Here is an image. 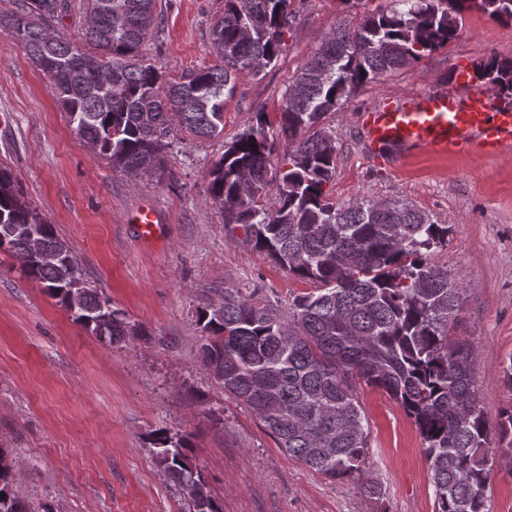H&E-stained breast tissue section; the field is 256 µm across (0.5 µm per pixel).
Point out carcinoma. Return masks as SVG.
<instances>
[{"label":"carcinoma","instance_id":"carcinoma-1","mask_svg":"<svg viewBox=\"0 0 512 512\" xmlns=\"http://www.w3.org/2000/svg\"><path fill=\"white\" fill-rule=\"evenodd\" d=\"M350 28L340 24L309 55L284 94L276 130L264 112L208 170V190L224 223L243 242L313 289L292 298L289 317L253 294L224 288L205 297L198 325L203 366L224 394L248 408L278 448L333 481L359 472L369 427L356 383L385 391L413 420L434 489L435 512H489L493 470L489 418L472 387L470 347L451 342L465 288L432 254L448 238L413 206L361 199L346 207L324 192L336 169V145L322 126L351 92L406 68L455 41L463 13L477 10L512 23V0H395ZM291 0H225L212 28L219 62L163 80L142 49L161 25L158 0H86L87 53L48 31L69 0H23L8 19L29 59L51 82L73 132L113 167L136 177L160 173L172 122L195 136L224 130V89L236 76L275 64L292 24ZM479 79L512 94V59L491 53ZM288 139V163L269 178L276 137ZM0 251L59 298L101 341L129 335L124 314L84 278L69 246L0 166ZM512 447V410L498 422ZM155 465L192 512H220L190 456L189 440L161 431ZM17 464L0 451V512L36 509L14 492Z\"/></svg>","mask_w":512,"mask_h":512}]
</instances>
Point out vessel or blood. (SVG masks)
Segmentation results:
<instances>
[{"label": "vessel or blood", "mask_w": 512, "mask_h": 512, "mask_svg": "<svg viewBox=\"0 0 512 512\" xmlns=\"http://www.w3.org/2000/svg\"><path fill=\"white\" fill-rule=\"evenodd\" d=\"M372 156H404L427 147L440 153L495 156L512 148V107L465 68L452 88L386 99L362 118Z\"/></svg>", "instance_id": "1"}]
</instances>
